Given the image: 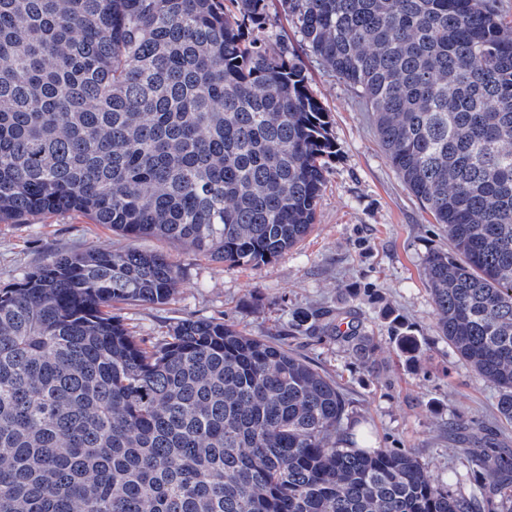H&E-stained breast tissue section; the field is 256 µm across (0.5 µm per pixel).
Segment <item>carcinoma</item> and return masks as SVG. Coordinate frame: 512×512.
Returning <instances> with one entry per match:
<instances>
[{
  "instance_id": "cac0c4a2",
  "label": "carcinoma",
  "mask_w": 512,
  "mask_h": 512,
  "mask_svg": "<svg viewBox=\"0 0 512 512\" xmlns=\"http://www.w3.org/2000/svg\"><path fill=\"white\" fill-rule=\"evenodd\" d=\"M281 5L444 228L437 328L512 424V25L494 0ZM268 22V0H0V223L69 211L252 268L297 245L334 143ZM181 278L95 247L0 288V512H512V454L477 449L455 493L408 448L356 447L336 381L285 344L187 318L149 346L114 312ZM294 327L377 349L340 311Z\"/></svg>"
}]
</instances>
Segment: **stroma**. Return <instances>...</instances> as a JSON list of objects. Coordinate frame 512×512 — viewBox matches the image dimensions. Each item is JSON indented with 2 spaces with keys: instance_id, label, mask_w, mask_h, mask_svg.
<instances>
[{
  "instance_id": "obj_1",
  "label": "stroma",
  "mask_w": 512,
  "mask_h": 512,
  "mask_svg": "<svg viewBox=\"0 0 512 512\" xmlns=\"http://www.w3.org/2000/svg\"><path fill=\"white\" fill-rule=\"evenodd\" d=\"M303 62L335 144L312 231L254 269L210 261L171 241L140 239L138 248L165 253L183 279L167 303L123 304L119 312L148 342L161 340L186 317L226 320L253 336L285 338L294 352L340 383L350 414L366 420L383 447L414 449L432 479L468 491L467 451L490 439L512 452V425L496 410L495 390L452 352L436 328L425 266L449 241L397 178L371 113L315 59ZM128 244L71 212L0 224V288L52 253L93 245L122 250ZM323 307L351 313L377 345L372 360L361 362L348 343L327 333L290 335L294 311ZM397 319L423 343L415 363L393 349Z\"/></svg>"
}]
</instances>
